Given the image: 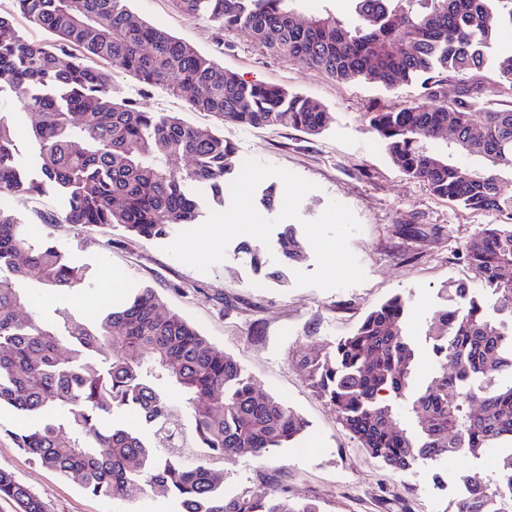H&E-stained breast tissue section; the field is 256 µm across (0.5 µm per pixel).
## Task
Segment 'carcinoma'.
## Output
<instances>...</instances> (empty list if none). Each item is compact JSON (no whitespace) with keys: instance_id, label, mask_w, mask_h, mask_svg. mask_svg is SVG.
I'll return each mask as SVG.
<instances>
[{"instance_id":"carcinoma-1","label":"carcinoma","mask_w":512,"mask_h":512,"mask_svg":"<svg viewBox=\"0 0 512 512\" xmlns=\"http://www.w3.org/2000/svg\"><path fill=\"white\" fill-rule=\"evenodd\" d=\"M188 18L208 16L217 30L250 29L273 52L343 82L375 83L388 91L420 83L425 102L372 112L369 126L391 161L427 184L436 197L466 210L496 211L511 220L478 232L465 259L482 293L450 285L447 306L428 328L436 355L453 371H436L412 386L415 351L405 338L407 306L394 296L370 310L332 351L302 359L310 386L373 458L394 470L417 459L478 456L512 443V108L483 96L482 72H494L512 98V49L488 59L497 27L512 26V0H347L355 22L325 8L303 14L301 0H172ZM30 23L53 35L38 44L0 15V94H11L45 118L31 125L39 158L34 171L16 164L14 129L0 113V191L39 193L57 187L65 219L78 226H121L146 240L171 224H195L200 203L190 186L205 184L217 201L237 167L224 135L186 125L174 113L144 112L119 99L112 73L146 89L184 94L192 109L245 127L280 126L318 135L329 113L320 101L263 83H245L191 44L138 20L126 0H14ZM304 17L306 23L294 18ZM276 38H270V33ZM454 77L459 98L448 100ZM455 140L435 146L442 128ZM464 156L474 161H456ZM286 263L304 256L297 229L277 239ZM239 249L254 267L269 269L261 245ZM35 276L55 300L53 316L18 311L32 301L23 284ZM86 279L85 269L50 243L36 246L22 220L0 213V409L29 419L11 433L40 464L94 496L120 499L140 484L173 501L178 512H321L316 500L296 501L287 489L260 484L224 497V456L262 457L300 439L308 422L276 397H260L245 369L211 345L193 325L163 309L154 289L75 313L58 303ZM112 355L101 356L102 347ZM178 393L173 409L167 394ZM402 398L421 416L409 435L389 399ZM141 413V426L110 418ZM176 423L184 447L164 444ZM465 484L512 512V483L473 473ZM18 512H45L43 503L0 469V498Z\"/></svg>"}]
</instances>
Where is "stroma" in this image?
Segmentation results:
<instances>
[{"label": "stroma", "mask_w": 512, "mask_h": 512, "mask_svg": "<svg viewBox=\"0 0 512 512\" xmlns=\"http://www.w3.org/2000/svg\"><path fill=\"white\" fill-rule=\"evenodd\" d=\"M127 7L242 81L280 85L325 104L330 122L320 135L310 136L291 128L223 122L191 110L183 97L143 89L126 74L112 76L116 96L140 110L176 113L188 125L215 129L233 142L238 159L283 167L315 183L300 205L303 218H317L331 200L350 208L361 224L350 248L364 270V282L331 291L296 286L295 271H314V253L293 268L282 266L274 248L266 260L283 267L284 277L265 280L234 242L222 263L202 273L164 251L181 225H172L166 237L154 240L118 226L80 228L66 223L65 201L50 188L39 194L0 193V211L21 217L35 241L54 242L69 261L85 267L83 287L67 299L73 309L89 310L135 289L153 288L168 310L233 355L258 391L279 397L308 421L298 447L262 458L226 456L225 497L255 486L266 475L286 486L291 498H316L322 512H457L463 474L495 478L490 454L419 459L405 470L392 471L370 457L341 425L334 409L310 387L301 365L308 349L330 351L369 310L399 295L409 306L407 333L418 354L419 372L431 373L436 358L425 331L433 313L445 304L443 290L451 281L473 284L465 261L468 240L488 225L506 221L497 212L468 211L434 196L392 164L370 131L371 108L420 101L419 84L389 92L375 84L342 83L271 52L247 30L221 32L207 17L186 18L171 0H128ZM23 424L15 413L0 411V468L35 493L46 512H173L171 502L139 488H130L122 500L94 496L45 469L10 437Z\"/></svg>", "instance_id": "35a3bbf8"}]
</instances>
